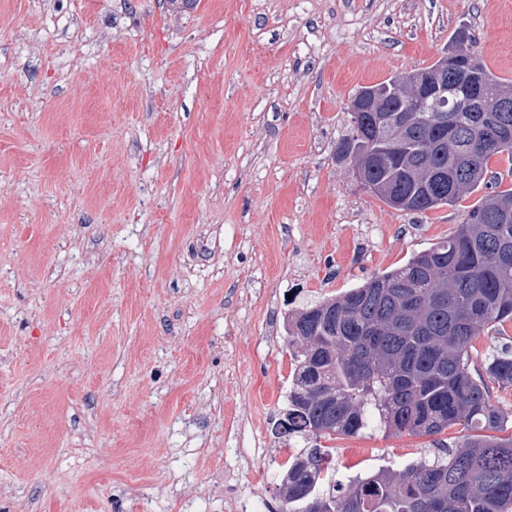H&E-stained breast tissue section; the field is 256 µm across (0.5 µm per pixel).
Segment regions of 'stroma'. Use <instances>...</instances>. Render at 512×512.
<instances>
[{
  "label": "stroma",
  "instance_id": "1",
  "mask_svg": "<svg viewBox=\"0 0 512 512\" xmlns=\"http://www.w3.org/2000/svg\"><path fill=\"white\" fill-rule=\"evenodd\" d=\"M512 0H0V512H280L284 312L448 238L337 147L361 88ZM341 483L432 438L333 440Z\"/></svg>",
  "mask_w": 512,
  "mask_h": 512
}]
</instances>
